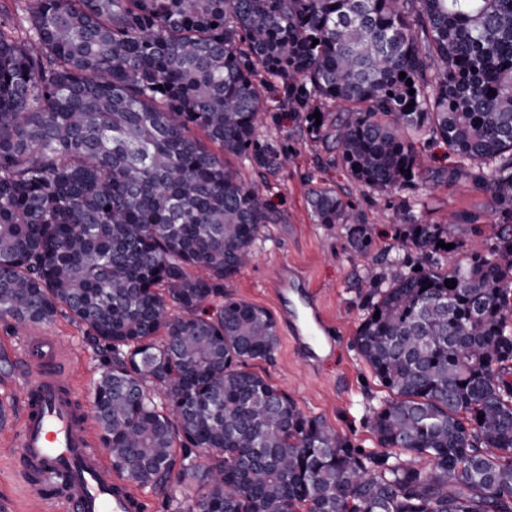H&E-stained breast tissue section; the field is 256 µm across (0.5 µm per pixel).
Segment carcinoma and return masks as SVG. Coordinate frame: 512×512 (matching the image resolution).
<instances>
[{
  "instance_id": "carcinoma-1",
  "label": "carcinoma",
  "mask_w": 512,
  "mask_h": 512,
  "mask_svg": "<svg viewBox=\"0 0 512 512\" xmlns=\"http://www.w3.org/2000/svg\"><path fill=\"white\" fill-rule=\"evenodd\" d=\"M16 2L0 317L63 310L102 350L112 470L166 493L181 457L186 512H512V0ZM285 109L363 187L413 190L392 253L336 191L310 196L365 262L354 344L392 394L369 420L382 454L247 369L277 322L224 294L274 223L226 158L279 172L288 146L262 129ZM430 144L454 163L425 178ZM462 179L497 217L479 244L458 237L468 215L429 219L428 190Z\"/></svg>"
}]
</instances>
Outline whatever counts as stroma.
Segmentation results:
<instances>
[{"mask_svg": "<svg viewBox=\"0 0 512 512\" xmlns=\"http://www.w3.org/2000/svg\"><path fill=\"white\" fill-rule=\"evenodd\" d=\"M269 135L284 140L290 160L277 174L254 176L253 181L267 198L275 223L266 225L254 247L252 261L229 282L233 297L274 310L270 278L282 262L295 265L320 297L332 327L334 347L318 367L301 362L287 341V329H280L279 345L271 359L249 362V370L287 390L306 415L318 417L347 436L364 452H378L367 421L372 408L387 399L369 366L358 356L353 339L362 315L360 264L352 261L340 226L314 223L307 192L311 183L336 190L344 202L362 210L374 224L379 249H387L395 237V205L388 197L361 187L342 166L325 167L320 159L321 144L310 140L300 118H290L269 128ZM434 219L459 211L471 214L472 222L461 225V240L478 239L495 218L487 196L466 183L440 186L431 191ZM44 333L64 343L72 355L68 373L83 406H90L92 389L101 372L96 348L86 340L81 326L65 314L45 324H20L0 317V404L20 412L25 388L17 371L25 336ZM12 504V512H62L60 503L41 487L21 481L10 452L9 433L0 427V504Z\"/></svg>", "mask_w": 512, "mask_h": 512, "instance_id": "stroma-1", "label": "stroma"}]
</instances>
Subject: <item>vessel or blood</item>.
I'll return each instance as SVG.
<instances>
[{"instance_id": "b4317fda", "label": "vessel or blood", "mask_w": 512, "mask_h": 512, "mask_svg": "<svg viewBox=\"0 0 512 512\" xmlns=\"http://www.w3.org/2000/svg\"><path fill=\"white\" fill-rule=\"evenodd\" d=\"M328 330L313 305L301 319L297 338L319 347ZM24 353L26 402L13 450L22 469L48 482L68 473L62 501L69 512H139L138 493L112 471L104 450L94 444L89 417L65 378L71 364L66 348L55 337L36 333L26 338Z\"/></svg>"}]
</instances>
